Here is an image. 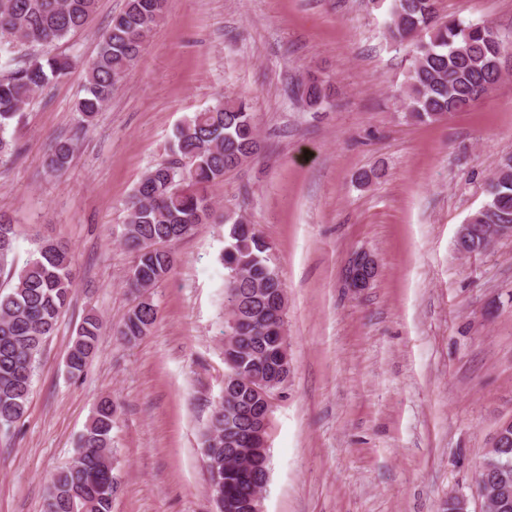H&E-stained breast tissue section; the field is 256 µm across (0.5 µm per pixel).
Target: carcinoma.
Returning <instances> with one entry per match:
<instances>
[{
	"instance_id": "1",
	"label": "carcinoma",
	"mask_w": 512,
	"mask_h": 512,
	"mask_svg": "<svg viewBox=\"0 0 512 512\" xmlns=\"http://www.w3.org/2000/svg\"><path fill=\"white\" fill-rule=\"evenodd\" d=\"M98 0H0V53L19 44L50 46L84 28ZM166 0H126L124 9L103 32L97 54L85 62V94L75 111L86 125L112 100V93L139 59L146 38L165 10ZM388 38L410 47L412 64L406 81L405 109L412 119L435 122L463 112L488 95L503 79L496 61L512 40L491 34L492 26L462 18L443 19L438 0H391ZM72 67L68 57L34 55L11 59L0 74V164L16 157L9 129L34 95ZM297 91L306 105L330 104L329 80L310 75ZM250 104L220 96L209 107L187 117L176 130L171 151L176 160H162L147 170L126 203L121 233L133 254L127 285L147 293L173 271L177 258L169 246L203 224L214 223L208 188L224 174L259 152ZM72 141L58 142L45 159L49 172L65 170L74 153ZM468 252L483 251L486 225H512V155L504 157L486 186V201L467 218ZM224 239V308L234 306L245 329L235 345L224 349L254 376L267 378L280 356L277 328L280 292L285 289L272 248L242 216L227 213ZM16 232L0 212V275L14 284L0 292V430H9L25 415L38 358L54 333L61 312L76 286L73 254L61 241L42 239L28 260L17 267ZM158 316L153 301H140L128 314L120 335L128 341L146 335ZM102 322L86 316L76 329L67 354V373L81 375L99 346ZM248 386L216 404L202 436V454L217 472L218 485L235 506L248 512L255 492L254 477L268 474L269 449L249 444L252 413ZM117 405L101 398L78 439L73 460L52 478L49 512H112L118 483L104 452L112 451V424ZM491 467L512 486V448H504Z\"/></svg>"
}]
</instances>
